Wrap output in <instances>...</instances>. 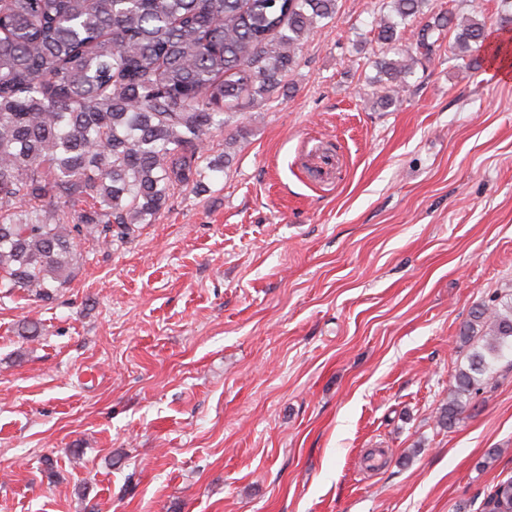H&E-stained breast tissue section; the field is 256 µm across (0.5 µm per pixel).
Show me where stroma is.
Wrapping results in <instances>:
<instances>
[{
  "mask_svg": "<svg viewBox=\"0 0 512 512\" xmlns=\"http://www.w3.org/2000/svg\"><path fill=\"white\" fill-rule=\"evenodd\" d=\"M380 8L338 0L203 191L0 299V512H478L512 474V362L436 423L471 308L512 294V45L499 0H431L491 46L384 110Z\"/></svg>",
  "mask_w": 512,
  "mask_h": 512,
  "instance_id": "1",
  "label": "stroma"
}]
</instances>
